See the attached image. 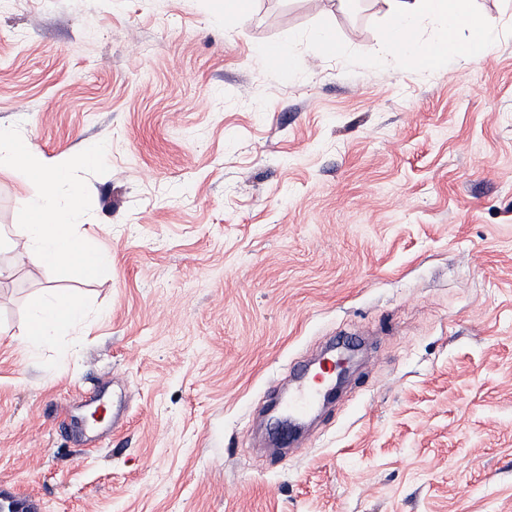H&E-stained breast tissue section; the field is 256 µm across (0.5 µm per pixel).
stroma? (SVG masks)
Masks as SVG:
<instances>
[{"label": "stroma", "instance_id": "obj_1", "mask_svg": "<svg viewBox=\"0 0 512 512\" xmlns=\"http://www.w3.org/2000/svg\"><path fill=\"white\" fill-rule=\"evenodd\" d=\"M475 4L498 36L467 68L304 47L280 81L259 44L326 20L378 52L381 0H0V128L77 159L112 253H0V484L43 512H512V0ZM35 188L0 170L1 230ZM46 288L91 315L34 348ZM350 334L342 398L268 443L293 366Z\"/></svg>", "mask_w": 512, "mask_h": 512}]
</instances>
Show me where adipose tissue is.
Returning a JSON list of instances; mask_svg holds the SVG:
<instances>
[{
	"mask_svg": "<svg viewBox=\"0 0 512 512\" xmlns=\"http://www.w3.org/2000/svg\"><path fill=\"white\" fill-rule=\"evenodd\" d=\"M25 165L33 172L38 191L27 198L18 213L17 231L7 238L19 263L33 266L78 265L92 276L112 270L109 252L90 249L76 234L72 219L82 205L83 190L73 176L69 158L46 164L35 157L28 140L0 130V159ZM86 319V306L79 298L48 290L31 306L29 336L32 346L55 340L64 332L77 331Z\"/></svg>",
	"mask_w": 512,
	"mask_h": 512,
	"instance_id": "ef3b65f1",
	"label": "adipose tissue"
}]
</instances>
